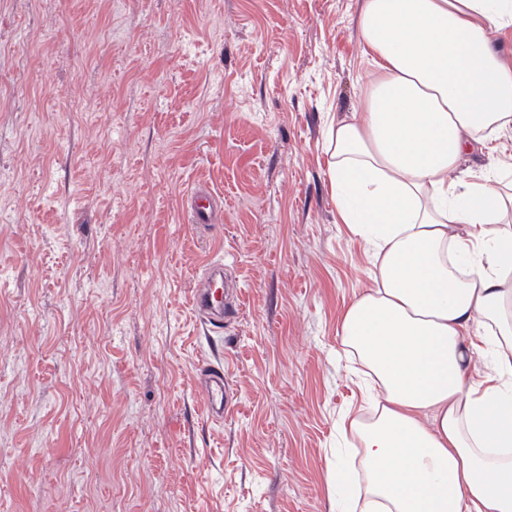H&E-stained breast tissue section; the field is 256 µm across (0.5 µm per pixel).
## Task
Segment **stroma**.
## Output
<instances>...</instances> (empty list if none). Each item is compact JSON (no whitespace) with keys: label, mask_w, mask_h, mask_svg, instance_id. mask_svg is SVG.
Instances as JSON below:
<instances>
[{"label":"stroma","mask_w":512,"mask_h":512,"mask_svg":"<svg viewBox=\"0 0 512 512\" xmlns=\"http://www.w3.org/2000/svg\"><path fill=\"white\" fill-rule=\"evenodd\" d=\"M356 4L0 0V512H331L372 268L326 151L366 90ZM200 188L223 223H192ZM224 288H233L227 281L224 283V266L210 265L192 298L193 307L202 322L212 325L224 323V314L232 307L230 291ZM200 391L206 406L208 417L224 419L231 413L232 402L228 385L224 382V372L213 368L204 374Z\"/></svg>","instance_id":"stroma-1"}]
</instances>
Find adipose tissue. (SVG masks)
Here are the masks:
<instances>
[{"label": "adipose tissue", "instance_id": "adipose-tissue-1", "mask_svg": "<svg viewBox=\"0 0 512 512\" xmlns=\"http://www.w3.org/2000/svg\"><path fill=\"white\" fill-rule=\"evenodd\" d=\"M356 29L375 72L329 178L374 269L338 323L363 403L326 490L336 512H512L511 167L461 169L512 124V0H360Z\"/></svg>", "mask_w": 512, "mask_h": 512}]
</instances>
